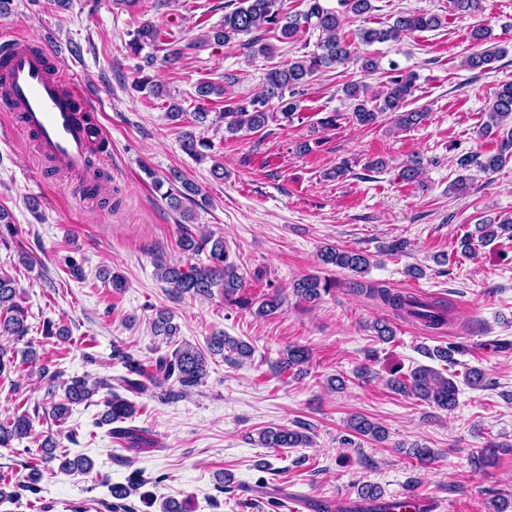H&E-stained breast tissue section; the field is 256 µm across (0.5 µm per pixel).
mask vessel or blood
Wrapping results in <instances>:
<instances>
[{
  "instance_id": "obj_1",
  "label": "vessel or blood",
  "mask_w": 512,
  "mask_h": 512,
  "mask_svg": "<svg viewBox=\"0 0 512 512\" xmlns=\"http://www.w3.org/2000/svg\"><path fill=\"white\" fill-rule=\"evenodd\" d=\"M0 109L18 114L36 136L43 160L92 183L88 160L105 139L95 107L63 73L49 68L45 51L30 39L0 42Z\"/></svg>"
}]
</instances>
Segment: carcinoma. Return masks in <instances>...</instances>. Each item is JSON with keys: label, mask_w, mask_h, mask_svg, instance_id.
I'll return each instance as SVG.
<instances>
[{"label": "carcinoma", "mask_w": 512, "mask_h": 512, "mask_svg": "<svg viewBox=\"0 0 512 512\" xmlns=\"http://www.w3.org/2000/svg\"><path fill=\"white\" fill-rule=\"evenodd\" d=\"M339 9L323 4V0H306V9L294 14L281 6V0H229L225 7L224 18L209 30L191 38L180 47L166 41L165 32L149 21L142 22L131 34L127 43L130 55L140 59L136 65L141 77L135 83L137 89H149L153 96L162 94L161 85L150 81L144 74L145 69L154 64L155 56L151 53L142 55L145 48L163 50L164 63L174 67L183 59L186 51L200 50L212 44L226 46L234 43L239 36L246 35L243 43L253 56L271 58L276 53V46L269 42L274 38L281 43L300 45L301 54L288 62L270 68L264 78L261 91L246 99L227 97L224 99L222 112L218 118L224 120L225 131L234 135L242 130L260 132L269 124L277 125L294 120H303L302 102L306 87L315 74L331 69L337 65L355 63L365 74H375L382 70L381 59L373 55L358 56L354 43L342 34L343 21L348 17H359L369 13L372 0H338ZM451 7L460 17H468L482 10L481 0H451ZM443 25V19L436 13L407 10L400 12L393 23L385 28H359L355 37L365 45L374 43L397 42L400 37L414 32L433 31ZM318 34L315 44H310L306 35ZM493 30L489 25H476L470 31L471 52L466 58V65L471 70H484L499 60L506 50L491 43ZM314 49H309V46ZM387 81L378 92L369 93L363 83L350 82L343 86L342 93L350 101V119L360 126H373L386 116L391 124L406 130L422 124L428 116L425 108L409 109L408 102L414 96L417 75L412 71H403L399 65L388 63ZM222 94V89L211 82H200L195 89L197 109L193 112L192 122L204 125L210 116L205 107L211 95ZM487 120L482 124L481 135L489 137L494 131L509 127L508 137L502 139L497 152L481 157L479 154L466 153L457 159L462 170L475 166L484 172H495L505 163L507 156H512V83H503L495 88L486 105ZM181 146L185 153L197 161L209 157L207 151L212 145L196 137L191 132L182 134ZM424 162L418 156H412L400 169L401 178L414 183L419 181ZM174 181L181 183L182 190L167 196L168 206L189 215L183 201L192 200L198 189L182 180L181 175L172 173ZM505 235L512 241V216L501 215L498 219H485L475 225V230L461 240V252L472 251V240L490 243ZM179 248L191 255L206 254V261L198 262L188 268L169 263L156 255L154 265L157 277L168 285L170 292L180 298L203 299L213 294V289L224 292V300L233 305L250 309L256 308V314L265 317L275 314L281 306L279 292L275 291L264 298L259 305L245 292L246 282L239 273V266L231 255L223 237L212 234L198 235L186 226H181L178 238ZM319 259L324 265H332L356 274L368 271L370 262L362 251L340 249L333 245L321 248ZM336 287V281L321 280L316 275H304L294 280L292 291L296 297L306 302H314L322 293ZM372 296L399 317L412 319L426 328L439 329L448 320L446 309L409 292L395 291L377 287L370 289ZM15 281L0 275V337L20 339L26 336L28 326L26 313L16 302ZM152 331L162 337L166 344H171L178 335V327L173 324V317L164 310L157 313L152 322ZM465 351L462 343H448L445 347H436L429 356L439 359L452 368L457 364L455 355ZM225 355V358L238 363L252 356V348L244 341L220 334L208 341L207 350L187 342H182L172 351L158 355L146 366L135 355L118 346L112 347V360L121 364L125 374L114 379L98 378L89 381L85 377H76L69 381L62 380L63 372L52 371L42 364L39 377L48 385L47 396L50 398L49 414L57 421L65 420L71 406L81 404L97 393L106 392L103 400L105 410L97 425L108 426L107 433L127 445L130 450H143L151 447L153 441L147 437V430L130 424L137 414L135 405L123 397L119 390L132 394H143L149 386L178 385L181 393L188 394L192 389L204 383L207 376L208 356ZM309 352L304 346L295 345L288 348L286 358L281 360L282 369L288 371L298 368L308 361ZM37 361L36 352L29 350L20 362L15 356L7 355V349L0 347V382L10 379V374L18 371L20 366ZM63 386L65 397L62 402L53 398L57 386ZM391 388L405 395H412L422 402L442 410H452L457 402V385L440 372L431 368L419 367L405 376L390 380ZM352 434L373 440L386 437L385 429L363 415H355L346 424ZM32 422L28 415L20 414L12 420L0 423V447L9 448L14 440L29 436ZM257 445L278 453L287 448H306L310 445L309 435L285 426H270L258 432ZM142 478H132L127 483H105L107 496L112 499L113 512H132L127 500L132 491L144 485Z\"/></svg>", "instance_id": "cac0c4a2"}]
</instances>
